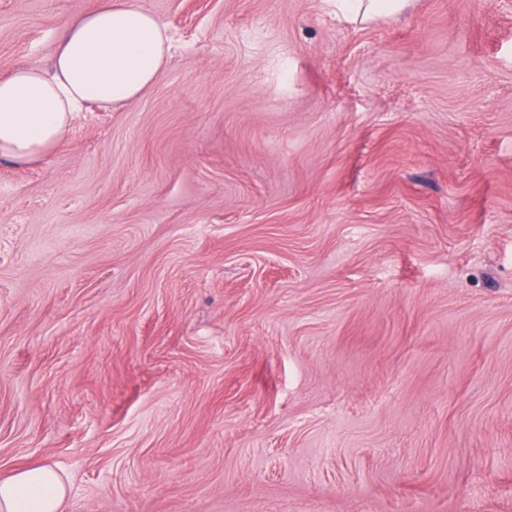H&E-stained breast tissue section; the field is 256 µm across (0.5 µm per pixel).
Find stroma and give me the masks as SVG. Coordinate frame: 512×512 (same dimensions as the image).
I'll return each mask as SVG.
<instances>
[{
  "instance_id": "35a3bbf8",
  "label": "stroma",
  "mask_w": 512,
  "mask_h": 512,
  "mask_svg": "<svg viewBox=\"0 0 512 512\" xmlns=\"http://www.w3.org/2000/svg\"><path fill=\"white\" fill-rule=\"evenodd\" d=\"M169 62L0 161V477L63 512H512V0H138ZM98 0H0V78ZM409 0H336L341 14L351 21H368L380 15L401 13ZM66 494L55 466L23 467L0 478V511L63 512Z\"/></svg>"
}]
</instances>
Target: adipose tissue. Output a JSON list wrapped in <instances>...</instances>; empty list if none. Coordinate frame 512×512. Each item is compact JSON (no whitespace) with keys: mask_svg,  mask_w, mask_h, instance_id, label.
I'll return each mask as SVG.
<instances>
[{"mask_svg":"<svg viewBox=\"0 0 512 512\" xmlns=\"http://www.w3.org/2000/svg\"><path fill=\"white\" fill-rule=\"evenodd\" d=\"M171 50L166 29L136 0H99L66 21L49 63L0 79V160L29 163L68 134L77 112L138 101ZM67 489L55 466L0 478V512H62Z\"/></svg>","mask_w":512,"mask_h":512,"instance_id":"1","label":"adipose tissue"}]
</instances>
